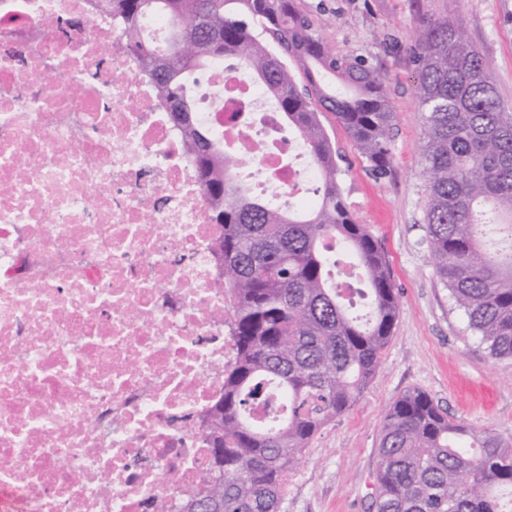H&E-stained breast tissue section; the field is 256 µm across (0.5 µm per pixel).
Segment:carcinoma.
Masks as SVG:
<instances>
[{"label": "carcinoma", "instance_id": "obj_1", "mask_svg": "<svg viewBox=\"0 0 512 512\" xmlns=\"http://www.w3.org/2000/svg\"><path fill=\"white\" fill-rule=\"evenodd\" d=\"M166 102L193 110L189 76L215 58L264 84L319 175L311 207L280 209L249 192V147L188 137L224 265V323L234 356L205 427L224 468L184 492L183 512H280L309 444L353 405L399 316L381 243L359 223L337 175L342 156L321 117L347 131L373 175L391 166L395 112L367 61L335 53L295 0H100ZM171 24L160 52L148 14ZM423 116L426 245L468 328L494 359L512 360V112L479 48L446 17L415 39ZM305 79L298 84L291 66ZM270 409L265 421L253 409ZM369 512H512V437L448 418L421 391L391 406L377 448Z\"/></svg>", "mask_w": 512, "mask_h": 512}]
</instances>
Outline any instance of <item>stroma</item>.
I'll list each match as a JSON object with an SVG mask.
<instances>
[{"label":"stroma","instance_id":"stroma-1","mask_svg":"<svg viewBox=\"0 0 512 512\" xmlns=\"http://www.w3.org/2000/svg\"><path fill=\"white\" fill-rule=\"evenodd\" d=\"M331 48L381 74L395 112L392 164L374 178L334 116L323 121L343 160L339 180L359 223L381 242L399 317L380 364L346 413L326 424L290 476L282 512H368L384 418L420 390L450 418L512 436V361L488 356L467 327L424 243L423 119L414 93V35L429 19L456 21L482 51L512 106V0H296Z\"/></svg>","mask_w":512,"mask_h":512}]
</instances>
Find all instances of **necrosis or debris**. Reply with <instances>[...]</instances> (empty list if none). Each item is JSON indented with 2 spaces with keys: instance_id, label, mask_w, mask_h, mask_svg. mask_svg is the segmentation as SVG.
<instances>
[{
  "instance_id": "necrosis-or-debris-1",
  "label": "necrosis or debris",
  "mask_w": 512,
  "mask_h": 512,
  "mask_svg": "<svg viewBox=\"0 0 512 512\" xmlns=\"http://www.w3.org/2000/svg\"><path fill=\"white\" fill-rule=\"evenodd\" d=\"M194 92L217 141L248 143L249 188L300 203L310 163L265 87L216 59ZM218 233L95 0H0V512H179L207 481L231 354Z\"/></svg>"
}]
</instances>
